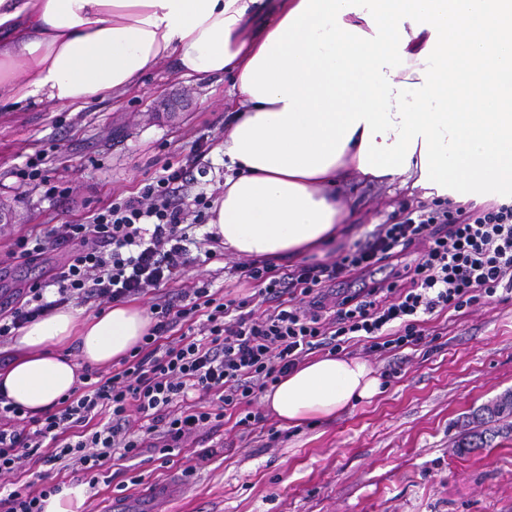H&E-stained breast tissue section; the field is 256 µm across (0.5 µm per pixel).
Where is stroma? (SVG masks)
Listing matches in <instances>:
<instances>
[{"mask_svg": "<svg viewBox=\"0 0 512 512\" xmlns=\"http://www.w3.org/2000/svg\"><path fill=\"white\" fill-rule=\"evenodd\" d=\"M229 81L211 83L151 73L143 86L116 92L74 111L45 102L13 104L0 88V207L14 223L0 227V295L42 277L61 261L9 259L17 236L49 224H77L113 197L137 195L147 178L209 145L207 174L196 192L211 193L227 175L220 147L230 115ZM45 153L46 167L64 196L19 187L18 166ZM347 231L324 250L332 256L398 211L424 203L423 189L352 176L341 188ZM223 260L189 268L230 296L248 289ZM424 339L408 351L375 398L333 418L296 427L266 419L264 433L241 438L223 422L162 458L143 448L138 457L112 459L109 480L88 490L82 512H512V431L489 446L458 451L478 411L512 391V300L484 301L465 314L447 313L423 326ZM279 433L270 440L269 430Z\"/></svg>", "mask_w": 512, "mask_h": 512, "instance_id": "obj_1", "label": "stroma"}]
</instances>
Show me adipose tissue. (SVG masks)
I'll list each match as a JSON object with an SVG mask.
<instances>
[{
  "mask_svg": "<svg viewBox=\"0 0 512 512\" xmlns=\"http://www.w3.org/2000/svg\"><path fill=\"white\" fill-rule=\"evenodd\" d=\"M231 78L229 175L209 229L226 250L299 258L343 231L336 188L368 178L468 193L512 170V0H0V85L83 108L162 64ZM151 325L141 308L60 309L21 328L0 392L38 416ZM360 359L301 364L265 391L294 427L373 398Z\"/></svg>",
  "mask_w": 512,
  "mask_h": 512,
  "instance_id": "obj_1",
  "label": "adipose tissue"
}]
</instances>
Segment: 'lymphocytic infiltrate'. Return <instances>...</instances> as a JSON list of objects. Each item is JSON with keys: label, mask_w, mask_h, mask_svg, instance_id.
<instances>
[{"label": "lymphocytic infiltrate", "mask_w": 512, "mask_h": 512, "mask_svg": "<svg viewBox=\"0 0 512 512\" xmlns=\"http://www.w3.org/2000/svg\"><path fill=\"white\" fill-rule=\"evenodd\" d=\"M204 157L194 145L139 195L112 198L83 223L14 241L10 256L17 261L31 263L51 250L66 258L49 282L31 283L0 303V344L71 303L99 309L149 294L154 323L120 368L85 369L82 385L42 416L25 415L0 396V479L39 459L96 486L114 452L139 455L137 421L157 434L165 456L228 414L253 433L262 421L252 409L258 394L306 356H334L359 343L367 353L394 356L420 344L427 317L512 299V202L404 206L336 257L284 267L237 262L232 273L254 288L245 297H221L205 284L181 287L193 232L210 207L206 195L188 194ZM414 245L418 258L398 265ZM384 262L389 278L329 299L336 282Z\"/></svg>", "instance_id": "lymphocytic-infiltrate-1"}]
</instances>
